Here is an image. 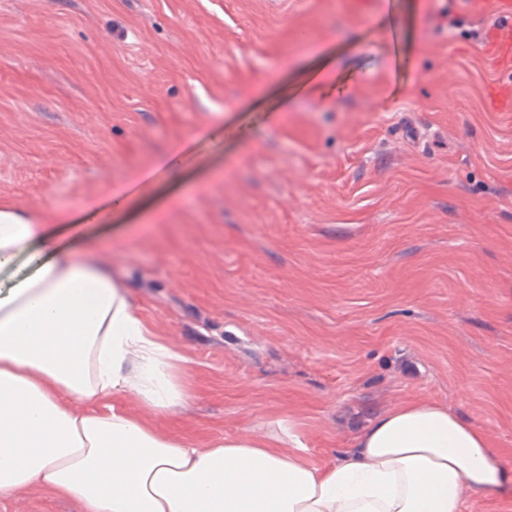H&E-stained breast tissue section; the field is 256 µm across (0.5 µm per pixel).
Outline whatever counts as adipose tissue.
Here are the masks:
<instances>
[{
  "mask_svg": "<svg viewBox=\"0 0 512 512\" xmlns=\"http://www.w3.org/2000/svg\"><path fill=\"white\" fill-rule=\"evenodd\" d=\"M85 225L35 224L0 205V498L33 487L81 512H463L512 464L485 430L418 401L357 430L336 463L249 438L212 448L117 407L164 414L189 394L178 354L146 326L110 265L83 260Z\"/></svg>",
  "mask_w": 512,
  "mask_h": 512,
  "instance_id": "ef3b65f1",
  "label": "adipose tissue"
}]
</instances>
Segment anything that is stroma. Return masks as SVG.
I'll list each match as a JSON object with an SVG mask.
<instances>
[{"mask_svg": "<svg viewBox=\"0 0 512 512\" xmlns=\"http://www.w3.org/2000/svg\"><path fill=\"white\" fill-rule=\"evenodd\" d=\"M421 2L407 51L375 21L406 0H0V204L112 224L111 192L160 197L83 249L181 358L186 405L121 401L158 432L323 467L429 400L512 459V111L486 104L512 19ZM338 45L343 93L301 91ZM176 141L201 177L167 197ZM0 512L78 509L33 490ZM179 153L180 149L178 148V145L173 144L166 148V150L156 158V165L166 168L172 173V185L174 187L178 186L180 182L187 178L186 172H183L176 161V155Z\"/></svg>", "mask_w": 512, "mask_h": 512, "instance_id": "obj_1", "label": "stroma"}]
</instances>
